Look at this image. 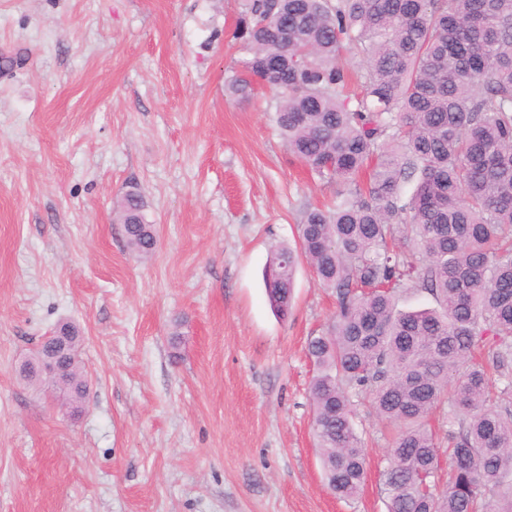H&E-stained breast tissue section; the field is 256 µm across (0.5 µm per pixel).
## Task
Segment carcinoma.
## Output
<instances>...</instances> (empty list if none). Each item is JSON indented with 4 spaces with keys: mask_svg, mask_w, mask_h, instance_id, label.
Masks as SVG:
<instances>
[{
    "mask_svg": "<svg viewBox=\"0 0 512 512\" xmlns=\"http://www.w3.org/2000/svg\"><path fill=\"white\" fill-rule=\"evenodd\" d=\"M233 37L251 57L229 94L288 83L276 106L285 145L336 186L331 204L304 211L299 246L271 249L264 275L282 318L304 259L336 295L308 343L330 490L363 489L354 399L368 397L397 427L387 512H512V406L492 393L495 379L512 389V0H248ZM344 49L363 61L353 97ZM118 214L131 252L151 256L142 196L126 193ZM407 291L436 307L397 310ZM70 375L76 411L79 362Z\"/></svg>",
    "mask_w": 512,
    "mask_h": 512,
    "instance_id": "carcinoma-1",
    "label": "carcinoma"
}]
</instances>
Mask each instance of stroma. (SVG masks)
<instances>
[{
    "mask_svg": "<svg viewBox=\"0 0 512 512\" xmlns=\"http://www.w3.org/2000/svg\"><path fill=\"white\" fill-rule=\"evenodd\" d=\"M246 0H0V512H386L387 430L327 485L308 355L336 297L297 267L288 317L263 270L330 197L284 144L277 93L225 95ZM157 246L129 250L131 187ZM62 322L90 383L71 417L19 374Z\"/></svg>",
    "mask_w": 512,
    "mask_h": 512,
    "instance_id": "stroma-1",
    "label": "stroma"
}]
</instances>
